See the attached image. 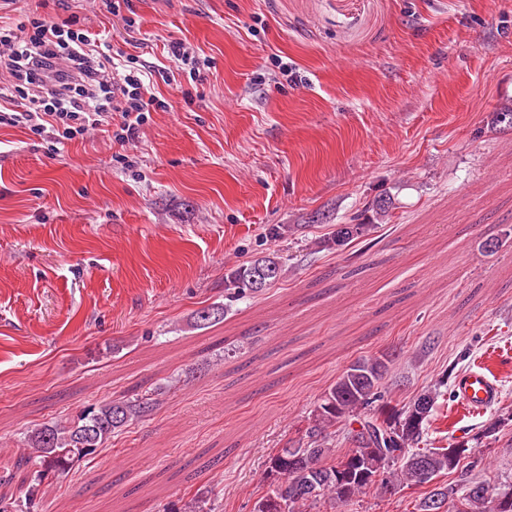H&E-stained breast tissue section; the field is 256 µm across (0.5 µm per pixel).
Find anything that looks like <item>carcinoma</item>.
I'll use <instances>...</instances> for the list:
<instances>
[{"instance_id": "cac0c4a2", "label": "carcinoma", "mask_w": 512, "mask_h": 512, "mask_svg": "<svg viewBox=\"0 0 512 512\" xmlns=\"http://www.w3.org/2000/svg\"><path fill=\"white\" fill-rule=\"evenodd\" d=\"M371 224H335L320 239L326 250H342L352 241L370 235ZM286 258L273 252L224 273V288L237 296L263 292L255 287L262 280L266 287L276 285L284 274ZM225 307L211 305L196 312L197 323L210 326L224 319ZM390 356L382 354L360 358L337 377L315 407L304 435L289 440L269 456L283 470V483L268 484L265 498L276 499L275 512H308L324 497L348 502L378 486L384 494L399 488L422 487L436 481L417 503V512H425L426 502L437 496L451 504V512H512V499L498 508H487L486 487L470 484L463 492L439 482L455 471L465 455V445L421 448L424 426L436 407L438 393L427 389L409 403L404 411L383 409L380 415L365 416L358 427L347 430L348 449L336 453L331 447L336 426L368 409L381 398V380L387 372ZM164 388L136 394L124 401H102L84 407L64 422H52L28 431L23 447L13 460L27 468V478L13 487L12 463L0 465V512H35L40 487L63 481L81 463L92 460L100 448L120 435L136 421L151 416L159 406ZM385 474L378 485L377 473Z\"/></svg>"}]
</instances>
